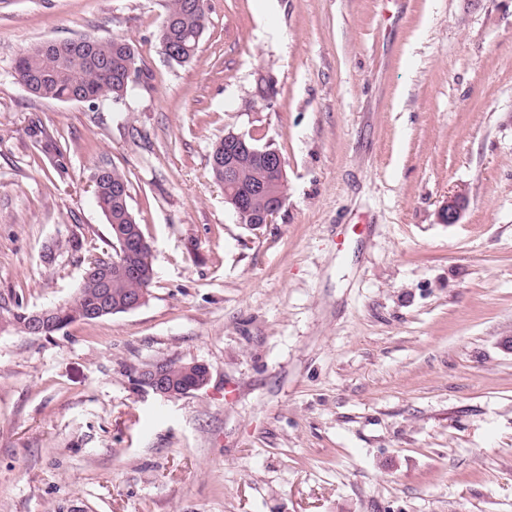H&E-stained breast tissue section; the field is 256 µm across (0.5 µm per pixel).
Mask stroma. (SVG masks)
Here are the masks:
<instances>
[{
  "mask_svg": "<svg viewBox=\"0 0 512 512\" xmlns=\"http://www.w3.org/2000/svg\"><path fill=\"white\" fill-rule=\"evenodd\" d=\"M165 3L0 0V306L111 253L103 159L154 268L137 310L0 330V512H512V0H208L182 65ZM79 35L133 43L132 97L15 79ZM230 131L286 162L254 229L210 170ZM165 360L210 380L137 385ZM183 369L176 361H169V374L174 380L176 388H185L192 384L194 376L188 373H197L196 369H200L198 373L199 380L192 391L202 389L210 379L209 368L201 363H183ZM185 372H184V371ZM139 386L151 390L154 394L167 399L178 398L181 395L176 393L173 382L169 380L164 361L153 363L144 368L138 376Z\"/></svg>",
  "mask_w": 512,
  "mask_h": 512,
  "instance_id": "stroma-1",
  "label": "stroma"
}]
</instances>
